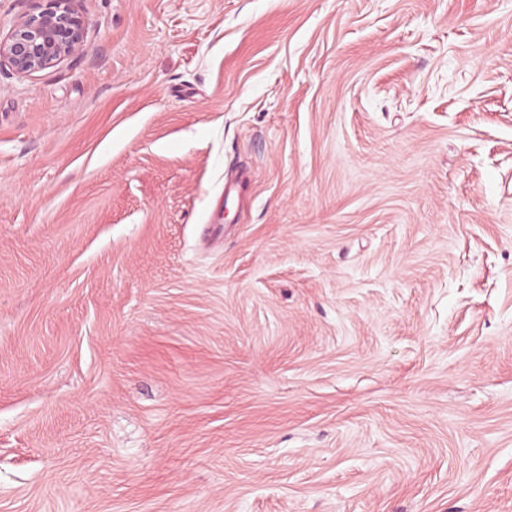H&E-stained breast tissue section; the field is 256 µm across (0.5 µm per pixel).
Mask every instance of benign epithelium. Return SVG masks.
Returning <instances> with one entry per match:
<instances>
[{
	"instance_id": "benign-epithelium-1",
	"label": "benign epithelium",
	"mask_w": 512,
	"mask_h": 512,
	"mask_svg": "<svg viewBox=\"0 0 512 512\" xmlns=\"http://www.w3.org/2000/svg\"><path fill=\"white\" fill-rule=\"evenodd\" d=\"M44 7L24 17L8 38L0 40V62L17 73L45 68L75 52L85 24L74 0H44Z\"/></svg>"
}]
</instances>
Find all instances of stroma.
Returning <instances> with one entry per match:
<instances>
[{"label":"stroma","mask_w":512,"mask_h":512,"mask_svg":"<svg viewBox=\"0 0 512 512\" xmlns=\"http://www.w3.org/2000/svg\"><path fill=\"white\" fill-rule=\"evenodd\" d=\"M74 6L0 67V512H512V0ZM44 7L24 17L8 38L0 40L2 61L18 73L45 68L75 52L84 37L85 24L74 0H42Z\"/></svg>","instance_id":"35a3bbf8"}]
</instances>
